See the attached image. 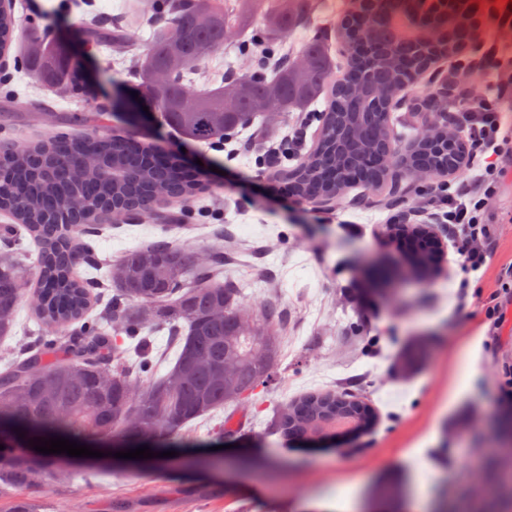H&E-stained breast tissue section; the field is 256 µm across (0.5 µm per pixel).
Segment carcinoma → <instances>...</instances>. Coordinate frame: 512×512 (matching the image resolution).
Instances as JSON below:
<instances>
[{"mask_svg": "<svg viewBox=\"0 0 512 512\" xmlns=\"http://www.w3.org/2000/svg\"><path fill=\"white\" fill-rule=\"evenodd\" d=\"M16 0L0 11V54L9 51L17 20ZM310 0H158L155 14L170 16L169 27L154 38L132 69L137 90L158 110L166 124L195 141L210 144L270 111L306 112L320 96L326 108L312 113L320 122L315 149L290 169L293 194L303 200L340 197L356 176L368 186L383 184L392 169L378 162L400 155L406 171L449 175L465 162L462 144L439 122L428 137H419L403 152L393 126V100L413 75L437 59H452L466 43L479 38L474 17L459 8L431 16L435 41L415 40L399 47L385 23L362 28L347 18L338 37L349 53L345 74L335 78L337 62L330 40L308 42L299 58L270 50L258 68L273 74H242L197 92L185 84L193 66L224 47L232 30L245 31L260 15L274 41L301 26ZM129 16L111 21L95 18L84 28V41L97 53L112 51L129 40ZM25 55L36 62L34 75L53 86L64 84L80 93L79 66L68 42L29 44ZM159 150L134 137L112 132L73 135L58 130L32 145L0 138V160L7 163L9 185H0V213L12 219L0 225V338L15 323L16 308L26 291L19 264L32 261L35 271L32 333L35 353L6 364L0 372V494L9 488L33 487L46 480L59 454L30 455L20 445L29 439L62 437L112 438L139 443L147 431L171 439L190 421L224 406L249 401L268 381L277 361L275 327L283 310L269 304L248 324L240 316L242 289L219 279L224 264L215 254L208 263L168 242H153L125 251L118 262L121 277L115 294L97 316L87 317L101 280L78 276L77 267L94 248L84 229L97 223L96 212L152 215L166 201L185 208L206 186L188 176L175 156L158 160ZM416 247L410 266L425 280L437 260L429 243L430 226H408ZM28 233L37 257L24 246ZM120 323L124 336H112ZM168 330L178 347L172 368L140 386L133 371L156 374L152 347L144 331ZM429 343L411 340L399 358V369L412 373L425 361ZM345 417L368 432L378 421L374 408L348 390L310 391L276 407L272 426L289 440H304ZM377 494L403 504L401 482L388 479Z\"/></svg>", "mask_w": 512, "mask_h": 512, "instance_id": "cac0c4a2", "label": "carcinoma"}]
</instances>
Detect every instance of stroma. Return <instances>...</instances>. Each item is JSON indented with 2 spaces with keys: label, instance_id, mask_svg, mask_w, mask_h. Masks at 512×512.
Instances as JSON below:
<instances>
[{
  "label": "stroma",
  "instance_id": "35a3bbf8",
  "mask_svg": "<svg viewBox=\"0 0 512 512\" xmlns=\"http://www.w3.org/2000/svg\"><path fill=\"white\" fill-rule=\"evenodd\" d=\"M37 25L22 23L26 40L63 37L82 41L91 15L63 16L60 0H27ZM481 0L476 14L484 32L465 51L472 75L457 85L448 104L463 109L471 95L501 86L503 129L512 137V71L497 61L512 56V39L493 37L489 7ZM350 0H312L308 22L284 39L288 50L301 51L319 32L335 34ZM265 45L261 19L245 33L229 35L224 49L197 66L192 87L203 91L220 85L224 76L256 68L246 42ZM96 71L111 70L108 83H89L85 93L62 95L32 77L16 73L13 57L0 60V72L11 75L14 98L6 133L23 144L70 128L73 114L92 111L112 100L117 88L134 90L127 54L94 57ZM453 77L449 61L432 65L399 95L397 114L418 121L419 104L428 90ZM143 126L84 125L87 133L121 131L157 142L161 149L198 165L208 190L187 210L179 227L161 223L115 224L102 221L97 239L99 260L118 262L123 252L144 243L167 241L205 258L224 255V272L243 290L244 303L259 312L275 303L288 312L278 328L280 348L274 378L259 386L242 407L247 422L232 448L220 445L224 411L190 421L174 442H160L168 452L164 465L91 463L61 459L54 475L42 484L14 491L17 499L35 501L40 512H62L82 502L85 512H111L112 500L140 504V512H312L310 505L327 500L330 512H367L378 484L389 475L401 479L406 512H437L440 494L448 496V512H512V499L490 501L477 495L486 479L485 462L499 458L512 475V432L502 430L500 385L512 372V321L489 336L486 310L512 264V175L502 183L483 212L497 241V252L477 272H462V241H449L448 227L432 226L443 243L444 259L432 280L404 279L398 293L385 298L373 291L370 259L402 267L406 257L392 238L394 224H425L432 195L446 177L417 181L394 169L385 186H352L332 204L300 200L284 183H268L257 155L287 141L296 127L295 113L257 121L240 131L232 150L187 139L149 112ZM361 324L350 331L349 322ZM426 338L430 356L411 377L391 375L395 357L411 337ZM480 338L476 360L463 361L465 340ZM377 350H369L372 339ZM349 388L379 411L378 428L360 437L331 444L293 447L273 432L272 408L311 390ZM196 484H221L227 493L197 499Z\"/></svg>",
  "mask_w": 512,
  "mask_h": 512
}]
</instances>
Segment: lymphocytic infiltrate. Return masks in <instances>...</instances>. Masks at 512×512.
Segmentation results:
<instances>
[{"mask_svg": "<svg viewBox=\"0 0 512 512\" xmlns=\"http://www.w3.org/2000/svg\"><path fill=\"white\" fill-rule=\"evenodd\" d=\"M450 129L466 146L471 176L440 199L435 215L452 235L466 240L461 266L471 272L481 269L494 254V238L488 225L482 224L481 214L504 173V136L491 94L475 97L473 105L466 108L462 123L451 124Z\"/></svg>", "mask_w": 512, "mask_h": 512, "instance_id": "lymphocytic-infiltrate-1", "label": "lymphocytic infiltrate"}]
</instances>
